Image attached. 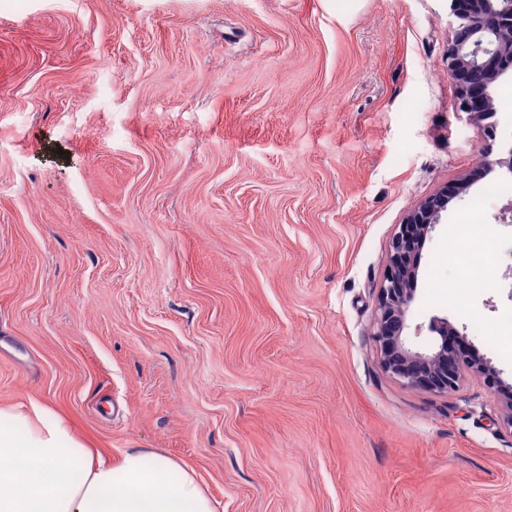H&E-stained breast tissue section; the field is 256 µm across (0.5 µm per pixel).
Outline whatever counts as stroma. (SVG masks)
<instances>
[{
    "mask_svg": "<svg viewBox=\"0 0 512 512\" xmlns=\"http://www.w3.org/2000/svg\"><path fill=\"white\" fill-rule=\"evenodd\" d=\"M448 0H0V406L191 469L217 512H512V427L473 377L383 368L399 224L431 317L512 386L511 197L448 78ZM496 243L459 294L472 196ZM442 290H433V282Z\"/></svg>",
    "mask_w": 512,
    "mask_h": 512,
    "instance_id": "stroma-1",
    "label": "stroma"
}]
</instances>
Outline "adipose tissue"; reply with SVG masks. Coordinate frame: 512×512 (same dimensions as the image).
Returning <instances> with one entry per match:
<instances>
[{
  "label": "adipose tissue",
  "mask_w": 512,
  "mask_h": 512,
  "mask_svg": "<svg viewBox=\"0 0 512 512\" xmlns=\"http://www.w3.org/2000/svg\"><path fill=\"white\" fill-rule=\"evenodd\" d=\"M0 512H216L195 474L145 448L92 458L39 400L0 408Z\"/></svg>",
  "instance_id": "1"
}]
</instances>
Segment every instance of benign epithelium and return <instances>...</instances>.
<instances>
[{"instance_id":"1","label":"benign epithelium","mask_w":512,"mask_h":512,"mask_svg":"<svg viewBox=\"0 0 512 512\" xmlns=\"http://www.w3.org/2000/svg\"><path fill=\"white\" fill-rule=\"evenodd\" d=\"M457 19L448 44V78L458 88V107L483 127L490 142L497 139L494 89L512 71V0H451ZM470 182L443 188L408 213L390 243L389 262L378 293L373 341L387 373L402 384L443 394L455 388L463 371L479 378L504 397L506 423L512 427V387H506L486 360L448 347V337L461 332L446 317H434L428 330L437 337L433 351H415L403 336L415 299L422 247L441 223L448 204L466 193Z\"/></svg>"}]
</instances>
